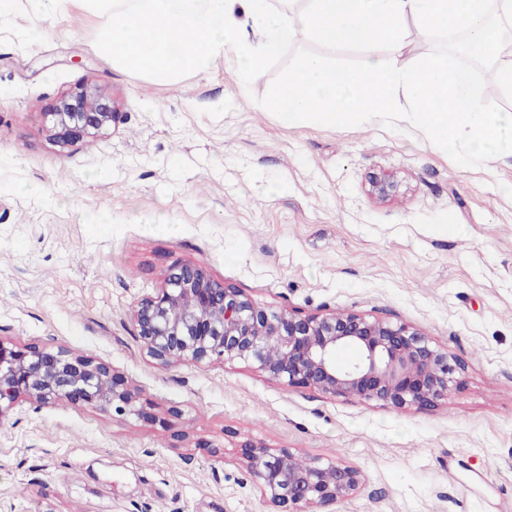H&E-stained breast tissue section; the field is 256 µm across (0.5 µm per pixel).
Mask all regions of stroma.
I'll return each mask as SVG.
<instances>
[{
  "mask_svg": "<svg viewBox=\"0 0 512 512\" xmlns=\"http://www.w3.org/2000/svg\"><path fill=\"white\" fill-rule=\"evenodd\" d=\"M102 24L73 11L45 44H0V338L110 364L151 418L14 406L0 512H269L248 438L359 468L332 512H512V157L462 167L411 128L289 127L256 101L274 72L247 88L218 57L159 83L98 50ZM83 87L118 116L57 143L49 112ZM177 260L276 308L413 326L464 370L400 411L240 362L160 366L132 312Z\"/></svg>",
  "mask_w": 512,
  "mask_h": 512,
  "instance_id": "1",
  "label": "stroma"
}]
</instances>
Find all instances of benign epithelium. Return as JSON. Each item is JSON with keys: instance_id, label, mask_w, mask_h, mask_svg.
Masks as SVG:
<instances>
[{"instance_id": "7a95c632", "label": "benign epithelium", "mask_w": 512, "mask_h": 512, "mask_svg": "<svg viewBox=\"0 0 512 512\" xmlns=\"http://www.w3.org/2000/svg\"><path fill=\"white\" fill-rule=\"evenodd\" d=\"M48 115L53 139L72 144L116 119L112 97L97 88L60 98ZM132 318L143 347L163 367L243 362L268 380L402 410L427 409L459 382L456 357L417 329L357 312L274 309L215 280L200 262L177 261L159 292L142 299ZM345 349L356 352L340 359ZM139 393L109 364L90 355L0 339V416L22 403L64 402L145 417ZM238 460L274 512H317L350 498L362 472L339 461L308 459L251 439Z\"/></svg>"}]
</instances>
